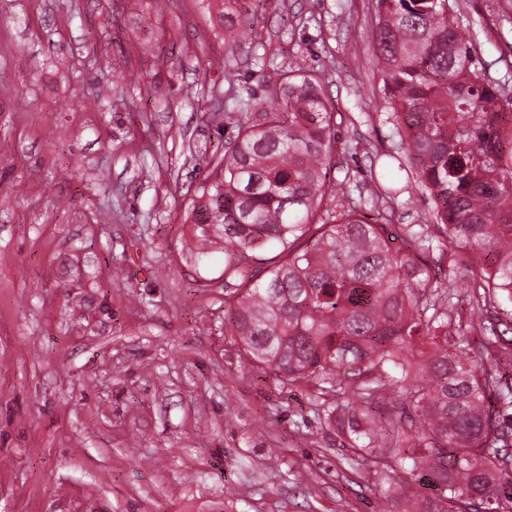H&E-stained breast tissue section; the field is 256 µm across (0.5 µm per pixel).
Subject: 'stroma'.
<instances>
[{"instance_id":"obj_1","label":"stroma","mask_w":512,"mask_h":512,"mask_svg":"<svg viewBox=\"0 0 512 512\" xmlns=\"http://www.w3.org/2000/svg\"><path fill=\"white\" fill-rule=\"evenodd\" d=\"M512 96V0H453ZM215 0H0V512H415L408 463L366 473L312 389L224 334V252L187 221L230 132L225 69L266 107L282 68L321 70L331 184L400 183L376 0H255L232 37ZM267 63L254 65L257 55ZM428 271L470 356L512 326L417 185Z\"/></svg>"}]
</instances>
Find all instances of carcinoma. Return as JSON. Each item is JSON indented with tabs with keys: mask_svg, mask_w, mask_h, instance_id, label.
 Listing matches in <instances>:
<instances>
[{
	"mask_svg": "<svg viewBox=\"0 0 512 512\" xmlns=\"http://www.w3.org/2000/svg\"><path fill=\"white\" fill-rule=\"evenodd\" d=\"M222 6L225 29L249 27L239 0ZM376 6L372 37L405 171L449 239L474 255L471 287L511 301L512 98L476 66L450 0ZM279 92L270 110L247 88L229 98L224 125L234 136L192 209L198 260L224 243V281L234 288L224 331L252 366L331 397L330 413L343 412L363 465L409 459L424 470L436 497L423 512H512V440L500 422L512 390L499 393L500 409L486 404L501 338H487L480 360L448 350V334L461 329L420 262L430 247L421 225L393 233L390 211L373 202L367 214L360 199L312 223L336 112L316 69L283 71ZM268 249L274 261L248 274ZM389 406L418 423L373 413Z\"/></svg>",
	"mask_w": 512,
	"mask_h": 512,
	"instance_id": "cac0c4a2",
	"label": "carcinoma"
}]
</instances>
